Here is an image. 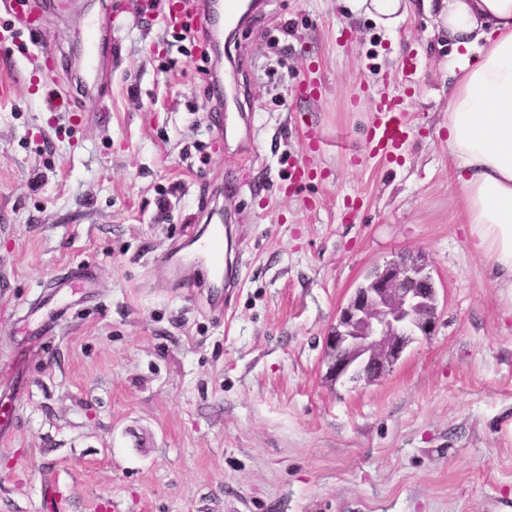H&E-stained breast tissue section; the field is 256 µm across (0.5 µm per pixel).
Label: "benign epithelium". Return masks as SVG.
Masks as SVG:
<instances>
[{"label":"benign epithelium","mask_w":512,"mask_h":512,"mask_svg":"<svg viewBox=\"0 0 512 512\" xmlns=\"http://www.w3.org/2000/svg\"><path fill=\"white\" fill-rule=\"evenodd\" d=\"M437 290L423 265L400 254L378 266L342 308L325 337L327 375L380 376L416 333L435 328Z\"/></svg>","instance_id":"benign-epithelium-1"}]
</instances>
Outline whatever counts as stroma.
I'll return each instance as SVG.
<instances>
[{"label": "stroma", "instance_id": "obj_1", "mask_svg": "<svg viewBox=\"0 0 512 512\" xmlns=\"http://www.w3.org/2000/svg\"><path fill=\"white\" fill-rule=\"evenodd\" d=\"M118 1L84 95L71 66ZM143 2L31 0L24 28L0 5V512H512V313L448 180L452 41L260 0L216 50ZM383 97L411 126L393 162L368 151ZM215 212L233 288L197 260ZM400 253L437 285L432 335L330 381L340 308Z\"/></svg>", "mask_w": 512, "mask_h": 512}]
</instances>
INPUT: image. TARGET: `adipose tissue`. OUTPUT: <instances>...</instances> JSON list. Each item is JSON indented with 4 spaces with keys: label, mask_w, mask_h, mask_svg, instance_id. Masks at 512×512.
<instances>
[{
    "label": "adipose tissue",
    "mask_w": 512,
    "mask_h": 512,
    "mask_svg": "<svg viewBox=\"0 0 512 512\" xmlns=\"http://www.w3.org/2000/svg\"><path fill=\"white\" fill-rule=\"evenodd\" d=\"M456 54L448 159L472 246L512 309V0H422Z\"/></svg>",
    "instance_id": "obj_1"
}]
</instances>
